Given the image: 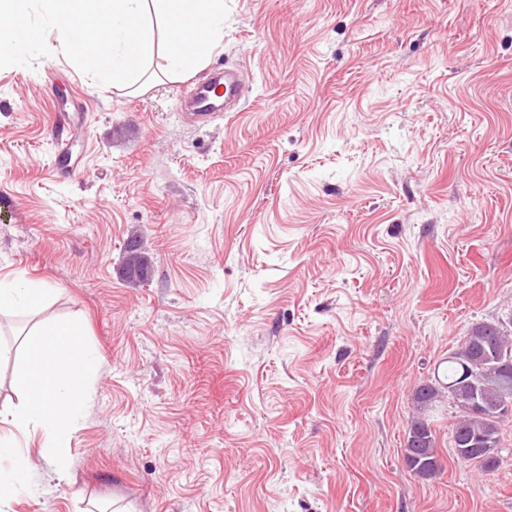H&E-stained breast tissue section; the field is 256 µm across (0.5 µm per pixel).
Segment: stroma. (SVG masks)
<instances>
[{
	"label": "stroma",
	"mask_w": 512,
	"mask_h": 512,
	"mask_svg": "<svg viewBox=\"0 0 512 512\" xmlns=\"http://www.w3.org/2000/svg\"><path fill=\"white\" fill-rule=\"evenodd\" d=\"M48 45L0 69V279L104 362L66 470L18 436L0 512H512L447 403L442 474L404 461L414 388L512 319V0H229L206 67L138 95ZM227 69L241 104L187 119ZM126 259L124 265L126 266L127 274L131 277H143L144 273L150 269L151 262L147 254L142 251V248L137 240H132L128 246ZM53 292L46 284H30L21 277L0 279V314L31 316Z\"/></svg>",
	"instance_id": "1"
}]
</instances>
